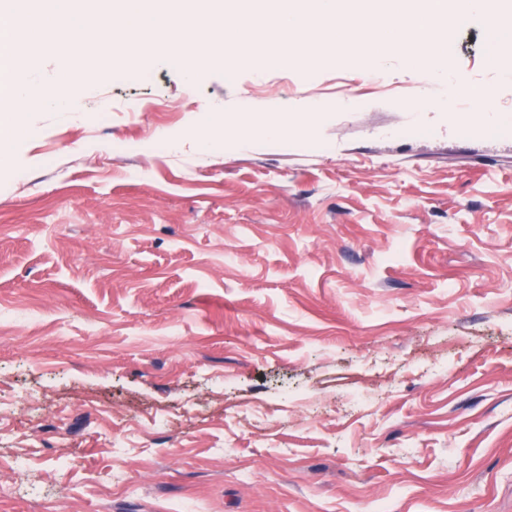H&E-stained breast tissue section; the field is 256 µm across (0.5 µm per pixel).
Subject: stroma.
Listing matches in <instances>:
<instances>
[{
	"label": "stroma",
	"mask_w": 512,
	"mask_h": 512,
	"mask_svg": "<svg viewBox=\"0 0 512 512\" xmlns=\"http://www.w3.org/2000/svg\"><path fill=\"white\" fill-rule=\"evenodd\" d=\"M487 23L447 76L388 51L88 71L49 41L34 79L77 91L0 167V512H512V60ZM317 104L284 141L171 143Z\"/></svg>",
	"instance_id": "35a3bbf8"
}]
</instances>
